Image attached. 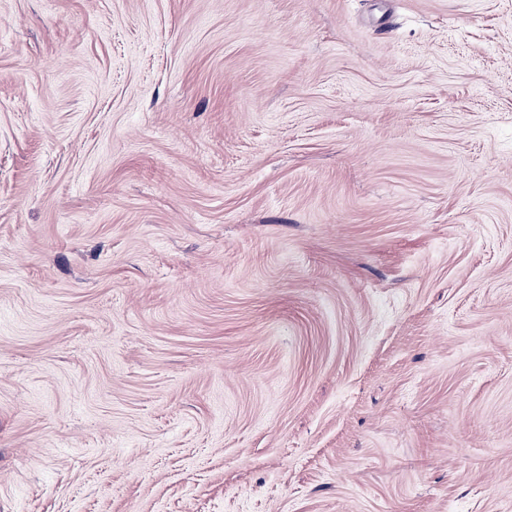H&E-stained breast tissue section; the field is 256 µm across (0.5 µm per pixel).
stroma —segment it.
I'll return each mask as SVG.
<instances>
[{
  "instance_id": "1",
  "label": "stroma",
  "mask_w": 512,
  "mask_h": 512,
  "mask_svg": "<svg viewBox=\"0 0 512 512\" xmlns=\"http://www.w3.org/2000/svg\"><path fill=\"white\" fill-rule=\"evenodd\" d=\"M0 512H512V0H0Z\"/></svg>"
}]
</instances>
